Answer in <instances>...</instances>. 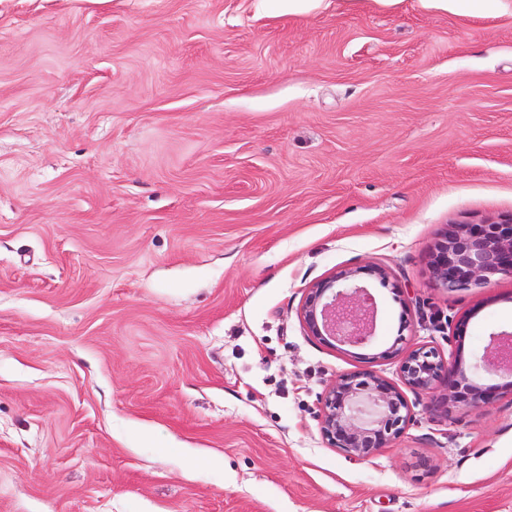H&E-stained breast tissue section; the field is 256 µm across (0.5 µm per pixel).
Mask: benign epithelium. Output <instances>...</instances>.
<instances>
[{"mask_svg": "<svg viewBox=\"0 0 512 512\" xmlns=\"http://www.w3.org/2000/svg\"><path fill=\"white\" fill-rule=\"evenodd\" d=\"M432 267L437 284L450 291L512 275V217L493 224L453 227L437 244ZM363 269L345 270L313 284L303 300L300 317L310 335L325 342L362 347L376 335L375 301L355 277ZM403 353L402 383L415 393H428L445 382L455 388L464 381L470 406L478 408L495 393L466 376L456 363L429 345ZM483 367L512 375V334L492 333ZM413 417L402 393L373 372L346 373L321 398L320 427L333 448L348 457L368 458L401 435Z\"/></svg>", "mask_w": 512, "mask_h": 512, "instance_id": "benign-epithelium-1", "label": "benign epithelium"}]
</instances>
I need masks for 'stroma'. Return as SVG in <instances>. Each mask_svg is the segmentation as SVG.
Segmentation results:
<instances>
[{
    "instance_id": "35a3bbf8",
    "label": "stroma",
    "mask_w": 512,
    "mask_h": 512,
    "mask_svg": "<svg viewBox=\"0 0 512 512\" xmlns=\"http://www.w3.org/2000/svg\"><path fill=\"white\" fill-rule=\"evenodd\" d=\"M511 216L512 5L0 0V512H512L504 375L363 460L318 417L396 339L512 332V276L431 265ZM364 266L375 343L310 336ZM430 2H434L437 8L451 13L462 11L481 13L498 8L503 0H430Z\"/></svg>"
}]
</instances>
